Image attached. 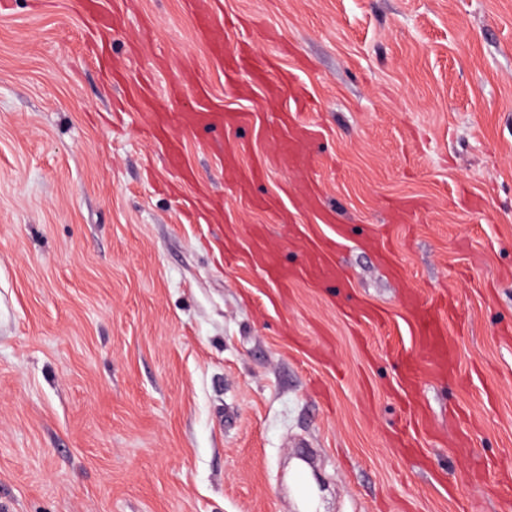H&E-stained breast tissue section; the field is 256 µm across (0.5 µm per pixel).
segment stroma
Masks as SVG:
<instances>
[{
	"mask_svg": "<svg viewBox=\"0 0 512 512\" xmlns=\"http://www.w3.org/2000/svg\"><path fill=\"white\" fill-rule=\"evenodd\" d=\"M102 2L108 29L0 0V512H295L305 446L327 512H512V0H218L225 53L292 77L275 108L192 0ZM184 63L248 121L176 126L179 182L150 114L186 111ZM298 90L296 172L273 135ZM254 226L288 266L341 231L343 278L267 280ZM443 290L457 374L406 390L405 298ZM216 0H197L196 1V25L201 33L208 34L216 51H221L222 40L219 32L216 30L219 24L215 21V14L210 8L211 3Z\"/></svg>",
	"mask_w": 512,
	"mask_h": 512,
	"instance_id": "35a3bbf8",
	"label": "stroma"
}]
</instances>
